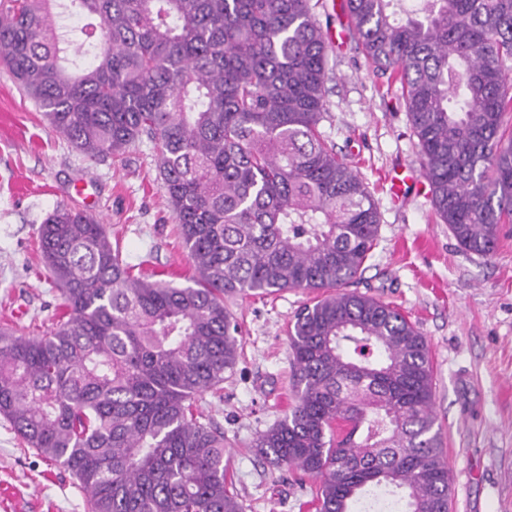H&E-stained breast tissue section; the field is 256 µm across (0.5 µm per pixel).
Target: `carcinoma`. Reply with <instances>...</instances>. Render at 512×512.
<instances>
[{"label": "carcinoma", "mask_w": 512, "mask_h": 512, "mask_svg": "<svg viewBox=\"0 0 512 512\" xmlns=\"http://www.w3.org/2000/svg\"><path fill=\"white\" fill-rule=\"evenodd\" d=\"M345 0L371 71L399 85L436 212L495 256L512 224V0ZM106 31L68 40L55 10ZM311 0H0V64L88 158L142 138L196 270L131 275L106 225L57 209L37 249L66 312L0 326V417L77 480L87 512H245L204 415L241 348L224 297L316 294L288 322L295 402L254 447L317 479L316 512H449L427 338L354 289L379 217L319 131L328 45Z\"/></svg>", "instance_id": "obj_1"}]
</instances>
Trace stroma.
Masks as SVG:
<instances>
[{
  "label": "stroma",
  "instance_id": "obj_1",
  "mask_svg": "<svg viewBox=\"0 0 512 512\" xmlns=\"http://www.w3.org/2000/svg\"><path fill=\"white\" fill-rule=\"evenodd\" d=\"M328 76L319 129L359 172L379 214L377 245L356 289L397 305L428 340L453 478L450 512H512V229L493 259L465 252L436 215L399 91L380 96L350 37L329 47ZM157 155L145 139L119 158L85 157L0 65V323L18 319L43 334L61 314L37 252L39 227L59 208L104 219L134 272L189 285L191 262L173 231ZM400 168L416 175L403 204L390 192ZM304 299L286 290L235 307L243 352L208 411L231 441L229 478L246 512H315L298 471L273 466L253 446L292 402L287 325ZM0 512H87L72 476L1 418Z\"/></svg>",
  "mask_w": 512,
  "mask_h": 512
}]
</instances>
